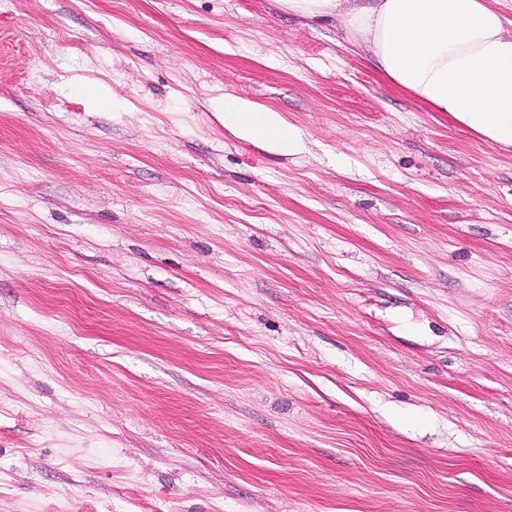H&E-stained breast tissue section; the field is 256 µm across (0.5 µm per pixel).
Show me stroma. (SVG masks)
Returning <instances> with one entry per match:
<instances>
[{
	"instance_id": "obj_1",
	"label": "stroma",
	"mask_w": 512,
	"mask_h": 512,
	"mask_svg": "<svg viewBox=\"0 0 512 512\" xmlns=\"http://www.w3.org/2000/svg\"><path fill=\"white\" fill-rule=\"evenodd\" d=\"M0 512H512V151L276 0H0ZM217 113L224 129L240 139L283 155L299 154L304 149L303 133L264 106L228 94Z\"/></svg>"
}]
</instances>
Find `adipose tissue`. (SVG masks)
<instances>
[{
    "label": "adipose tissue",
    "mask_w": 512,
    "mask_h": 512,
    "mask_svg": "<svg viewBox=\"0 0 512 512\" xmlns=\"http://www.w3.org/2000/svg\"><path fill=\"white\" fill-rule=\"evenodd\" d=\"M303 19L333 18L394 89L484 141L512 149V20L494 0H277ZM218 118L236 137L283 155L304 136L278 112L225 95Z\"/></svg>",
    "instance_id": "1"
}]
</instances>
